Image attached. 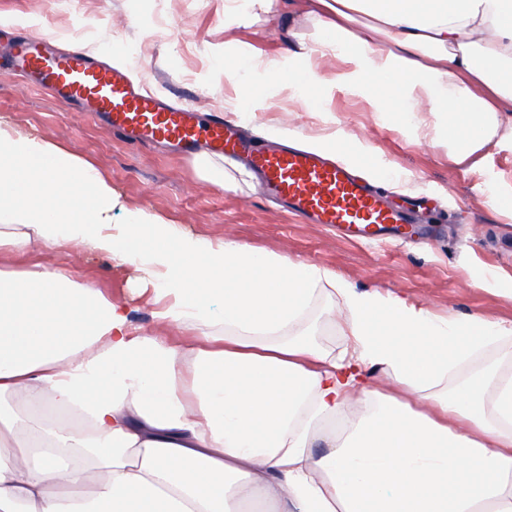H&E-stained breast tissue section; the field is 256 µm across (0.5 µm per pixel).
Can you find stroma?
Returning a JSON list of instances; mask_svg holds the SVG:
<instances>
[{"mask_svg":"<svg viewBox=\"0 0 512 512\" xmlns=\"http://www.w3.org/2000/svg\"><path fill=\"white\" fill-rule=\"evenodd\" d=\"M60 43H108L140 66L148 90L186 94L201 117L236 100L259 76L236 70L240 54L288 64L301 50L295 34L305 24L302 5L282 9L263 30L226 16L224 0H0V47L15 25ZM307 102L282 96L250 100L245 132L269 137L271 129L338 130L339 158L371 173L395 167L431 201L423 214L431 236L417 241L365 244L319 224L303 223L269 201L251 170L224 160L236 187L206 180L211 156L183 157L159 145L134 147L97 117L71 112L55 99L24 87L0 69V123L44 138L81 157L109 179L128 209H145L167 223L212 239L229 237L336 272L355 288L392 294L435 314L463 319L475 314L512 322V213L496 211L492 198L512 200V142L484 154L475 169L449 163L446 149L416 140L397 118L371 111L367 102L336 85L315 83ZM20 269H64L78 282L126 303L139 333L168 335L139 290L134 270L112 258L64 246L11 257Z\"/></svg>","mask_w":512,"mask_h":512,"instance_id":"1","label":"stroma"}]
</instances>
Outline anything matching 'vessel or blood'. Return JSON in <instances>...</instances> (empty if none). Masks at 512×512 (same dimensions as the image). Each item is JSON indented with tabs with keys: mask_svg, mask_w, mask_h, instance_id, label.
I'll return each mask as SVG.
<instances>
[{
	"mask_svg": "<svg viewBox=\"0 0 512 512\" xmlns=\"http://www.w3.org/2000/svg\"><path fill=\"white\" fill-rule=\"evenodd\" d=\"M10 69L25 86L104 117L131 145L165 143L185 156L201 145L217 157L247 155L268 194L303 220L336 227L361 242L408 234L409 215L347 166L301 149L265 150L241 138L233 121L216 113L202 120L191 108L136 90L123 71L78 48L54 53L46 39L26 34L12 50Z\"/></svg>",
	"mask_w": 512,
	"mask_h": 512,
	"instance_id": "b4317fda",
	"label": "vessel or blood"
}]
</instances>
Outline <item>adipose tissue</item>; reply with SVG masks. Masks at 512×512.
<instances>
[{"instance_id": "ef3b65f1", "label": "adipose tissue", "mask_w": 512, "mask_h": 512, "mask_svg": "<svg viewBox=\"0 0 512 512\" xmlns=\"http://www.w3.org/2000/svg\"><path fill=\"white\" fill-rule=\"evenodd\" d=\"M306 15L300 45L351 59L370 107L452 164L512 139V0ZM33 245L134 268L155 318L204 342L137 333L97 288L0 262V512H512V324L127 210L85 161L0 125V259ZM322 297L341 349L306 329Z\"/></svg>"}]
</instances>
